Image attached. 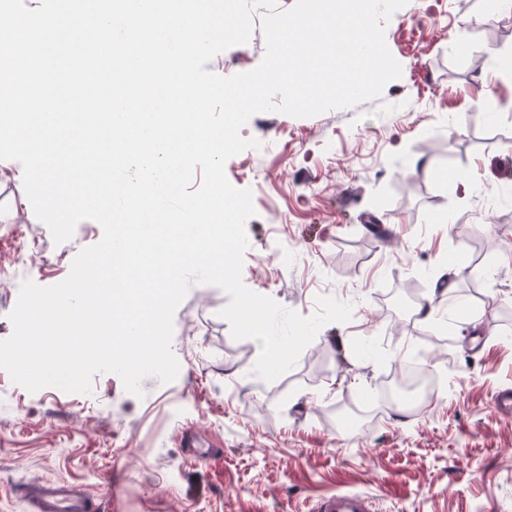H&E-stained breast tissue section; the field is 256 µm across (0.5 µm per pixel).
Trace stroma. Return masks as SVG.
Segmentation results:
<instances>
[{"mask_svg": "<svg viewBox=\"0 0 512 512\" xmlns=\"http://www.w3.org/2000/svg\"><path fill=\"white\" fill-rule=\"evenodd\" d=\"M385 38L402 76L377 99L255 114L240 134L259 148L225 165L255 209L244 284L304 316L334 296L351 320L322 327L266 382L253 372L259 342L233 339L219 315L228 296L200 284L174 314L178 377H145L142 396L113 373L88 394L32 393L0 369V512H30L22 489L46 479L85 484L105 512H307L337 490L368 493L381 512H512V416L494 405L512 388V67L498 65L512 13L408 0ZM264 54L257 23L206 68L248 72ZM101 237L85 220L55 244L22 180L0 181V340L21 283L61 282ZM457 255L466 269L450 281ZM428 300L424 323L415 310ZM413 356L436 376L434 398L412 414L378 408L391 365ZM185 428L218 444L214 461L189 457Z\"/></svg>", "mask_w": 512, "mask_h": 512, "instance_id": "1", "label": "stroma"}]
</instances>
